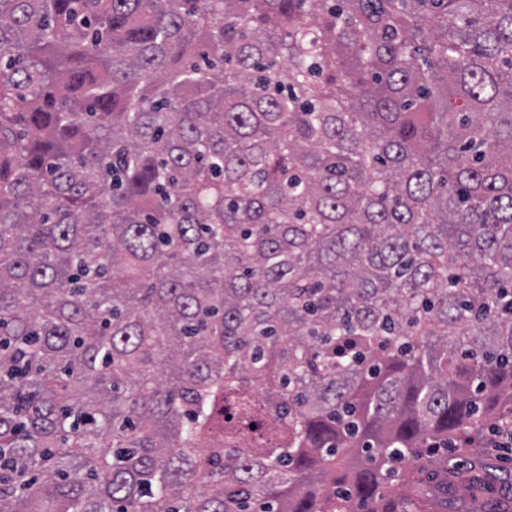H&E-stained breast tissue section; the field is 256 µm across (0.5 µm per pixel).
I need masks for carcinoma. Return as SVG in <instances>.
Masks as SVG:
<instances>
[{
	"instance_id": "obj_1",
	"label": "carcinoma",
	"mask_w": 512,
	"mask_h": 512,
	"mask_svg": "<svg viewBox=\"0 0 512 512\" xmlns=\"http://www.w3.org/2000/svg\"><path fill=\"white\" fill-rule=\"evenodd\" d=\"M509 415L512 0H0V512H442Z\"/></svg>"
}]
</instances>
